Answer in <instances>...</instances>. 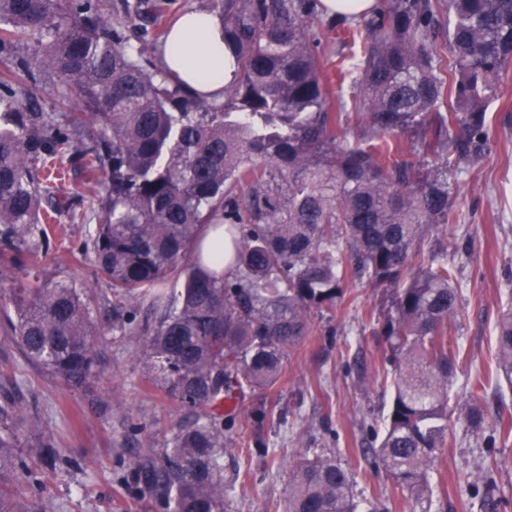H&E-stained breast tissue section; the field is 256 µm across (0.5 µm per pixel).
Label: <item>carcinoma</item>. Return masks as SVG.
Returning <instances> with one entry per match:
<instances>
[{
	"label": "carcinoma",
	"mask_w": 512,
	"mask_h": 512,
	"mask_svg": "<svg viewBox=\"0 0 512 512\" xmlns=\"http://www.w3.org/2000/svg\"><path fill=\"white\" fill-rule=\"evenodd\" d=\"M214 8L235 56L221 103L150 69L148 45L124 35L165 38L163 0H124L115 22L112 0H0V261L25 275L0 331L26 362L82 387L101 373L99 344L141 328L149 379L188 416L145 449L137 477L159 512H226L224 400L274 385L311 311L337 310L351 275L391 297L380 335L393 397L371 451L420 495L451 433L460 283L448 253L425 258L419 244L457 221L448 149L473 164L488 148V106L512 69V0H374L356 23L336 16L362 38L343 73L357 132L322 75L321 0ZM47 71L74 92L43 108ZM88 123L98 136L79 149L73 132ZM70 157L98 197L93 218L61 198L53 170ZM61 217L86 225L91 284L40 269L46 225ZM496 343V382L512 389V310ZM21 411L0 406V512H34L14 480L8 420ZM33 448L56 465L52 437ZM287 512H359L352 474L332 456L296 465Z\"/></svg>",
	"instance_id": "obj_1"
}]
</instances>
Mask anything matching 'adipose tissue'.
I'll list each match as a JSON object with an SVG mask.
<instances>
[{
	"instance_id": "obj_1",
	"label": "adipose tissue",
	"mask_w": 512,
	"mask_h": 512,
	"mask_svg": "<svg viewBox=\"0 0 512 512\" xmlns=\"http://www.w3.org/2000/svg\"><path fill=\"white\" fill-rule=\"evenodd\" d=\"M160 64L207 101H223L224 87L232 73L216 14L205 8L186 11L168 34Z\"/></svg>"
}]
</instances>
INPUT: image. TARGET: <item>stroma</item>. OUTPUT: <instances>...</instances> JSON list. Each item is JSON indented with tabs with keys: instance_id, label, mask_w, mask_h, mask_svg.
I'll return each instance as SVG.
<instances>
[{
	"instance_id": "1",
	"label": "stroma",
	"mask_w": 512,
	"mask_h": 512,
	"mask_svg": "<svg viewBox=\"0 0 512 512\" xmlns=\"http://www.w3.org/2000/svg\"><path fill=\"white\" fill-rule=\"evenodd\" d=\"M332 14L315 23L324 47L322 70L336 75V60L356 63L361 44L337 45ZM491 142L473 166L448 176L458 221L420 244L428 254L446 245L461 283L459 313L448 329L458 352L451 391L452 430L432 472L430 493H400L367 451L368 424H381L392 377L386 346L375 330L387 306L379 292L349 285L333 313H313L312 329L289 352L276 385L247 392L229 414L224 432L228 512H285L289 466L333 450L355 478L362 512H512V440L501 442V420L512 418V391L496 398L489 376L496 367L495 327L512 306V79L489 106ZM85 228L57 224L41 269L56 280L92 281L89 263L71 251ZM143 336L105 346L100 378L69 387L21 357L15 340L0 334V394L16 393L27 418L15 427L23 442L20 498L38 512H149L135 463L150 446L171 436L183 415L144 374ZM484 414L481 428L468 421L471 407ZM265 417H257V409ZM53 437L64 458L55 470L40 466L32 426ZM265 448H257L255 436Z\"/></svg>"
}]
</instances>
